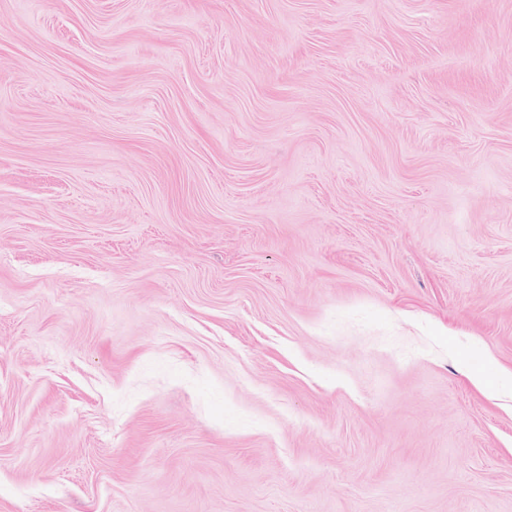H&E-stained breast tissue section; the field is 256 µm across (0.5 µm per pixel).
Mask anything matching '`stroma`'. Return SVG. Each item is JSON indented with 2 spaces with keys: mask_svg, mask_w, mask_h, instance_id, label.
<instances>
[{
  "mask_svg": "<svg viewBox=\"0 0 512 512\" xmlns=\"http://www.w3.org/2000/svg\"><path fill=\"white\" fill-rule=\"evenodd\" d=\"M0 512H512V0H0Z\"/></svg>",
  "mask_w": 512,
  "mask_h": 512,
  "instance_id": "obj_1",
  "label": "stroma"
}]
</instances>
